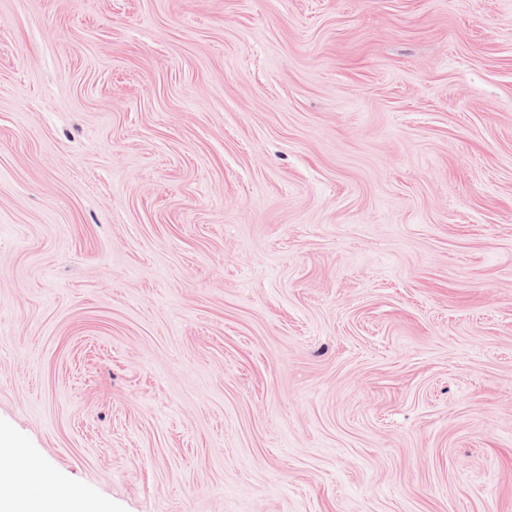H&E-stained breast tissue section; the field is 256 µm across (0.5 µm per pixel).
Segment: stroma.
<instances>
[{
    "label": "stroma",
    "mask_w": 512,
    "mask_h": 512,
    "mask_svg": "<svg viewBox=\"0 0 512 512\" xmlns=\"http://www.w3.org/2000/svg\"><path fill=\"white\" fill-rule=\"evenodd\" d=\"M0 433L110 512H512V0H0Z\"/></svg>",
    "instance_id": "1"
}]
</instances>
